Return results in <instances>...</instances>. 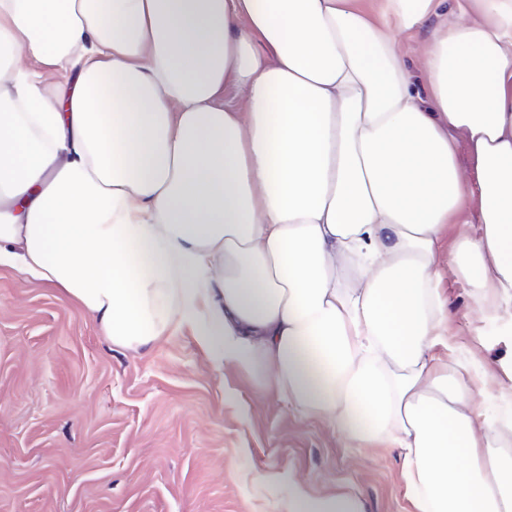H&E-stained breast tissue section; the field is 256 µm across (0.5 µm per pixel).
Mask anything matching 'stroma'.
Here are the masks:
<instances>
[{
    "mask_svg": "<svg viewBox=\"0 0 512 512\" xmlns=\"http://www.w3.org/2000/svg\"><path fill=\"white\" fill-rule=\"evenodd\" d=\"M446 295L478 364L512 355L464 281ZM292 480L412 512L398 448L344 447L191 336L113 348L61 289L0 266V512H287Z\"/></svg>",
    "mask_w": 512,
    "mask_h": 512,
    "instance_id": "1",
    "label": "stroma"
}]
</instances>
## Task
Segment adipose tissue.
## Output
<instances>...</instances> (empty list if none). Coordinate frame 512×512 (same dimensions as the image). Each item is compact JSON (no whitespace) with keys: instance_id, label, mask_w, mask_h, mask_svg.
<instances>
[{"instance_id":"adipose-tissue-1","label":"adipose tissue","mask_w":512,"mask_h":512,"mask_svg":"<svg viewBox=\"0 0 512 512\" xmlns=\"http://www.w3.org/2000/svg\"><path fill=\"white\" fill-rule=\"evenodd\" d=\"M1 264L395 442L412 512H512V417L471 408L512 360L435 352L444 272L512 308V0H0Z\"/></svg>"}]
</instances>
